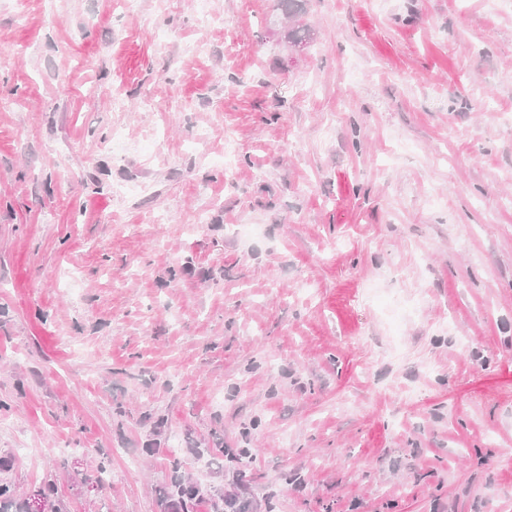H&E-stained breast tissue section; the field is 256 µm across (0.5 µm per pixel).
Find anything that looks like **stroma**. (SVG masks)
<instances>
[{
  "label": "stroma",
  "instance_id": "1",
  "mask_svg": "<svg viewBox=\"0 0 512 512\" xmlns=\"http://www.w3.org/2000/svg\"><path fill=\"white\" fill-rule=\"evenodd\" d=\"M212 11L0 0L9 480L160 512L177 458L255 512H512V0H308L304 48L276 0Z\"/></svg>",
  "mask_w": 512,
  "mask_h": 512
}]
</instances>
